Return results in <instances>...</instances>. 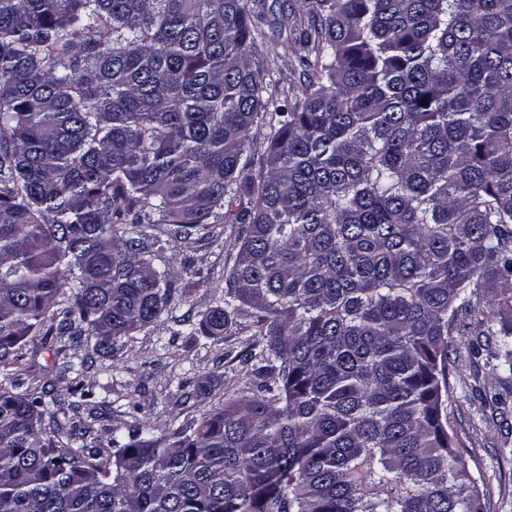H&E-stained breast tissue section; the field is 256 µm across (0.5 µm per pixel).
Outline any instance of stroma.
<instances>
[{
	"instance_id": "obj_1",
	"label": "stroma",
	"mask_w": 512,
	"mask_h": 512,
	"mask_svg": "<svg viewBox=\"0 0 512 512\" xmlns=\"http://www.w3.org/2000/svg\"><path fill=\"white\" fill-rule=\"evenodd\" d=\"M249 9L262 13L260 34L247 49L253 68L266 70L267 95L275 106L300 99L308 69L299 60V15L282 19L264 11L261 0ZM238 249L237 231L213 225L190 245H174L165 257L177 284L171 316L126 339L109 357H92L90 346L66 347L55 353L42 334L27 337L24 349L42 365L54 358L72 362V370L52 374L50 394L82 387L90 398L67 419L82 421L95 439L110 437L132 420L146 423L150 436L167 434L200 418L215 404L246 394L240 356L253 341V328L238 327L200 349L192 336H172L174 318L200 320L215 302L211 278L228 271ZM448 426L483 492L485 512H512V380L493 369L494 344L479 336L473 322L457 321L448 339ZM208 382L212 395L196 397L198 382Z\"/></svg>"
}]
</instances>
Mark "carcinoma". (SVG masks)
<instances>
[{
    "label": "carcinoma",
    "instance_id": "obj_1",
    "mask_svg": "<svg viewBox=\"0 0 512 512\" xmlns=\"http://www.w3.org/2000/svg\"><path fill=\"white\" fill-rule=\"evenodd\" d=\"M298 2L311 74L271 110L247 0H0V512H484L448 336L512 377V0ZM223 223V298L172 335L259 312L256 392L94 446L56 420L90 394L17 392L27 336L112 355ZM270 133L268 127L263 126L262 124H258V126H253L250 134L251 140V166L250 169L254 177H257L260 171L264 173V169L262 168L263 163V155L267 148V137Z\"/></svg>",
    "mask_w": 512,
    "mask_h": 512
}]
</instances>
